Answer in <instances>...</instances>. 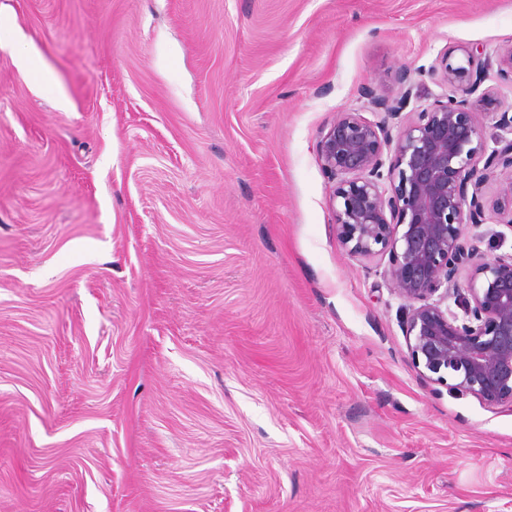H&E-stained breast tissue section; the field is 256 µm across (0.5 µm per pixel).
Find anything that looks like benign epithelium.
<instances>
[{"mask_svg":"<svg viewBox=\"0 0 512 512\" xmlns=\"http://www.w3.org/2000/svg\"><path fill=\"white\" fill-rule=\"evenodd\" d=\"M492 69L512 82V43L465 50L455 63L446 52L434 69L445 93L422 103L415 69L404 65L397 97L364 89L374 119L336 113L316 150L340 245L354 258L388 257L383 278L403 301L419 374L511 407L512 253L488 259L467 235L489 220L512 228V106L501 112L491 149L479 110L500 107L494 89L482 87ZM494 172L500 184L488 197L483 184Z\"/></svg>","mask_w":512,"mask_h":512,"instance_id":"7a95c632","label":"benign epithelium"}]
</instances>
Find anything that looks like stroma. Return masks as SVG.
I'll return each instance as SVG.
<instances>
[{
	"label": "stroma",
	"instance_id": "1",
	"mask_svg": "<svg viewBox=\"0 0 512 512\" xmlns=\"http://www.w3.org/2000/svg\"><path fill=\"white\" fill-rule=\"evenodd\" d=\"M510 42L512 0H0V512H512V410L419 376L316 153Z\"/></svg>",
	"mask_w": 512,
	"mask_h": 512
}]
</instances>
